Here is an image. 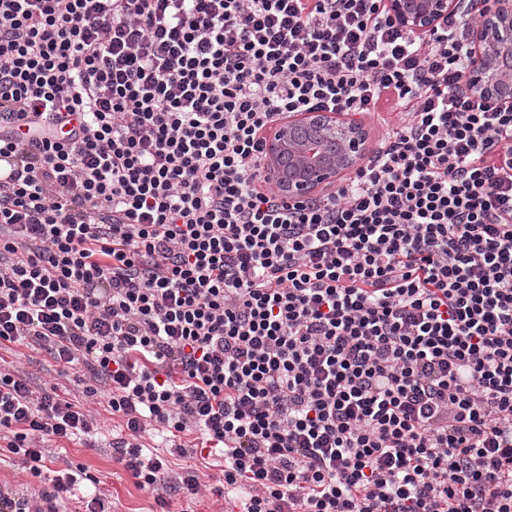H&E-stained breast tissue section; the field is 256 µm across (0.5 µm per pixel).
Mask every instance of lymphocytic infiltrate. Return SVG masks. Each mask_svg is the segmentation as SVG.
Masks as SVG:
<instances>
[{
  "label": "lymphocytic infiltrate",
  "instance_id": "lymphocytic-infiltrate-1",
  "mask_svg": "<svg viewBox=\"0 0 512 512\" xmlns=\"http://www.w3.org/2000/svg\"><path fill=\"white\" fill-rule=\"evenodd\" d=\"M478 12L385 0H0V346L85 368L142 435L199 434L240 512H512V107L465 85ZM395 112L335 192L263 175L279 121ZM95 419L0 366V464ZM86 467L56 471L77 498ZM460 0H387L390 16L417 35L434 32L448 14L461 9Z\"/></svg>",
  "mask_w": 512,
  "mask_h": 512
}]
</instances>
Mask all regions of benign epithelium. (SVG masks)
Returning <instances> with one entry per match:
<instances>
[{
	"label": "benign epithelium",
	"instance_id": "1",
	"mask_svg": "<svg viewBox=\"0 0 512 512\" xmlns=\"http://www.w3.org/2000/svg\"><path fill=\"white\" fill-rule=\"evenodd\" d=\"M482 22L473 34V57L466 77L469 93L483 102L512 104V0H474ZM390 16L417 35L434 32L448 14L461 9L459 0H387ZM366 131L354 119L310 112L281 121L269 137L264 176L286 197H308L334 185L361 159Z\"/></svg>",
	"mask_w": 512,
	"mask_h": 512
}]
</instances>
